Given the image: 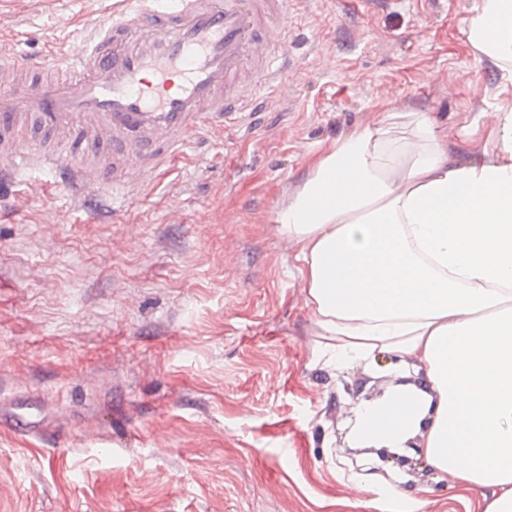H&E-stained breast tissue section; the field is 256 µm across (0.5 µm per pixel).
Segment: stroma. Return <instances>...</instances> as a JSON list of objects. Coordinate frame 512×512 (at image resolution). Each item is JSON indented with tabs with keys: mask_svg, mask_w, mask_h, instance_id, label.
<instances>
[{
	"mask_svg": "<svg viewBox=\"0 0 512 512\" xmlns=\"http://www.w3.org/2000/svg\"><path fill=\"white\" fill-rule=\"evenodd\" d=\"M113 2L0 0V27L76 53ZM475 3L311 0L287 85L242 128L196 131L149 195L90 222L44 175L0 192V411L33 425L0 428V512H483L481 491L352 446L387 383L325 366L273 223L307 155L379 113L455 138L488 111Z\"/></svg>",
	"mask_w": 512,
	"mask_h": 512,
	"instance_id": "stroma-1",
	"label": "stroma"
}]
</instances>
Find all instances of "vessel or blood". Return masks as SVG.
<instances>
[{"instance_id": "vessel-or-blood-1", "label": "vessel or blood", "mask_w": 512, "mask_h": 512, "mask_svg": "<svg viewBox=\"0 0 512 512\" xmlns=\"http://www.w3.org/2000/svg\"><path fill=\"white\" fill-rule=\"evenodd\" d=\"M121 2L80 54L0 48V185L47 170L82 210L151 190L189 131L234 127L287 82L274 36L306 0ZM26 129L49 146L24 139Z\"/></svg>"}]
</instances>
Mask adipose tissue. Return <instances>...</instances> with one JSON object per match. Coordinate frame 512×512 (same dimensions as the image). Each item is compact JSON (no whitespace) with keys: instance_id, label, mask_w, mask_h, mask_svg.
Wrapping results in <instances>:
<instances>
[{"instance_id":"1","label":"adipose tissue","mask_w":512,"mask_h":512,"mask_svg":"<svg viewBox=\"0 0 512 512\" xmlns=\"http://www.w3.org/2000/svg\"><path fill=\"white\" fill-rule=\"evenodd\" d=\"M465 34L500 98L482 124L452 141L427 113H382L308 156L274 222L329 366L392 377L355 406L354 443L419 440L448 485L512 512V0H477Z\"/></svg>"}]
</instances>
